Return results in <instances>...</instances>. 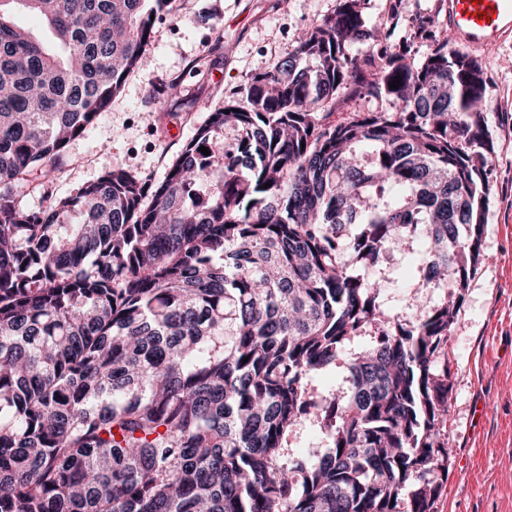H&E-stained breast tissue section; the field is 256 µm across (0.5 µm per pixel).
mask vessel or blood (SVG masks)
<instances>
[{
	"mask_svg": "<svg viewBox=\"0 0 512 512\" xmlns=\"http://www.w3.org/2000/svg\"><path fill=\"white\" fill-rule=\"evenodd\" d=\"M440 9L458 44L482 49L512 36V0H442Z\"/></svg>",
	"mask_w": 512,
	"mask_h": 512,
	"instance_id": "vessel-or-blood-1",
	"label": "vessel or blood"
}]
</instances>
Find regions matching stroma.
Here are the masks:
<instances>
[{
  "instance_id": "obj_1",
  "label": "stroma",
  "mask_w": 512,
  "mask_h": 512,
  "mask_svg": "<svg viewBox=\"0 0 512 512\" xmlns=\"http://www.w3.org/2000/svg\"><path fill=\"white\" fill-rule=\"evenodd\" d=\"M336 0H172L154 27L152 64L128 76L123 90L93 125L72 140L54 178L29 176L18 186L24 203L49 205L75 194L113 164L159 181L182 147L256 72L275 67L297 33L334 12ZM490 83L485 101L497 142L488 183L483 261L464 293L445 354L452 392L448 409V478L434 512H512V38L479 51ZM176 96L157 100L170 83ZM421 247L394 251L380 281L386 316L415 320Z\"/></svg>"
}]
</instances>
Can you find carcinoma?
I'll return each mask as SVG.
<instances>
[{
  "label": "carcinoma",
  "instance_id": "1",
  "mask_svg": "<svg viewBox=\"0 0 512 512\" xmlns=\"http://www.w3.org/2000/svg\"><path fill=\"white\" fill-rule=\"evenodd\" d=\"M169 2L0 0V512H433L444 348L495 153L484 64L406 0L388 16L430 40L420 56L365 0H336L208 109L163 180L116 163L24 206L14 183L49 180L148 66ZM14 3L57 49L10 20ZM417 238L423 287L457 301L402 324L360 269ZM306 423L330 446L289 448Z\"/></svg>",
  "mask_w": 512,
  "mask_h": 512
}]
</instances>
